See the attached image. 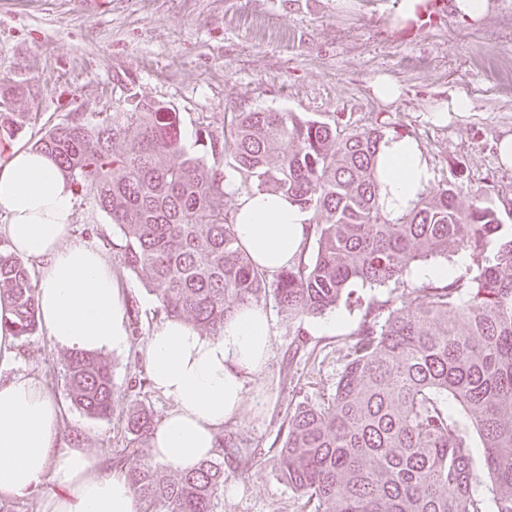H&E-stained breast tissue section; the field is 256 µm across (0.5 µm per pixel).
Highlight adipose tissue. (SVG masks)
Instances as JSON below:
<instances>
[{"label": "adipose tissue", "instance_id": "1", "mask_svg": "<svg viewBox=\"0 0 512 512\" xmlns=\"http://www.w3.org/2000/svg\"><path fill=\"white\" fill-rule=\"evenodd\" d=\"M380 204L398 214L434 179L419 143L386 136L379 147ZM235 231L259 268L274 274L299 255L309 214L288 197L237 188ZM74 189L41 149L13 148L0 159V235L22 262L37 266L38 315L60 348L124 349L129 330L112 263L95 245L72 235ZM268 314L239 306L220 335L167 320L146 344L154 388L171 407L151 438L153 463L185 473L215 455L226 420L244 408L246 378L261 374L272 356ZM16 336L0 331V500L38 496L41 512H142L123 471L101 456L58 444L64 412L40 377L20 366Z\"/></svg>", "mask_w": 512, "mask_h": 512}]
</instances>
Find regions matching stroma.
Listing matches in <instances>:
<instances>
[{
    "instance_id": "obj_1",
    "label": "stroma",
    "mask_w": 512,
    "mask_h": 512,
    "mask_svg": "<svg viewBox=\"0 0 512 512\" xmlns=\"http://www.w3.org/2000/svg\"><path fill=\"white\" fill-rule=\"evenodd\" d=\"M391 0H106L89 11L77 0H0V79L32 82L35 122L16 138L30 146L73 112L111 110L128 93L159 100L180 112L183 135L195 142L202 126L221 129L224 115L274 108L311 117L336 115L351 127L395 124L416 139L435 177L461 187L460 207L477 197L512 194V167L496 145L512 133V0H491L480 20L451 12L438 27L403 39ZM404 88L386 104L371 92L379 75ZM462 93L464 112L436 123L433 109ZM77 239L97 242L122 288L130 323L126 349L112 351L116 395L110 417L86 415L72 405L61 369L64 349L44 329L21 340L23 364L64 408L60 444L110 459L127 442L134 402L161 421L170 407L155 392L145 365V344L165 321L148 290L149 274L122 260L119 227L85 191L75 193ZM388 288L355 284L349 300L326 317L289 319L275 302L273 351L267 369L247 382L250 404L225 430L274 451L293 401L332 397L347 363L351 334L370 300L391 298ZM302 500L280 478L274 460L229 474L216 512H301Z\"/></svg>"
}]
</instances>
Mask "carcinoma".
<instances>
[{
    "label": "carcinoma",
    "instance_id": "carcinoma-1",
    "mask_svg": "<svg viewBox=\"0 0 512 512\" xmlns=\"http://www.w3.org/2000/svg\"><path fill=\"white\" fill-rule=\"evenodd\" d=\"M31 86L0 79V142L28 126ZM121 112H74L38 140L72 183L93 194L124 236L131 271L150 273L164 314L218 336L235 308L273 299L290 319L317 317L350 299V287L391 288L367 304L333 396L288 408L277 449L281 479L305 512H512V198L464 210L449 181L402 214L379 204L375 161L387 136L280 110L224 113L217 134L186 143L169 105L128 96ZM247 190L283 193L311 214L295 263L270 276L239 244L224 203V172ZM495 242L493 252L488 244ZM464 252L445 281L410 286L423 260ZM36 287L0 241V329L36 333ZM63 374L72 403L92 417L112 414L114 379L96 353H69ZM460 407L471 430L452 416ZM130 456L149 457L154 421L135 404L127 420ZM483 448L489 483L474 486L470 448ZM233 471L262 461L224 435ZM224 463L202 461L170 474L147 462L128 472L144 512H215Z\"/></svg>",
    "mask_w": 512,
    "mask_h": 512
}]
</instances>
